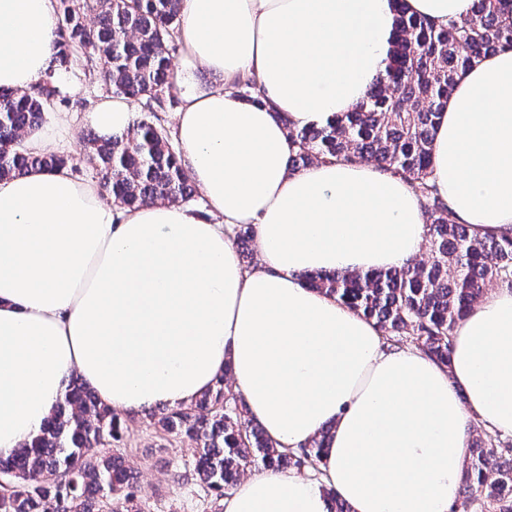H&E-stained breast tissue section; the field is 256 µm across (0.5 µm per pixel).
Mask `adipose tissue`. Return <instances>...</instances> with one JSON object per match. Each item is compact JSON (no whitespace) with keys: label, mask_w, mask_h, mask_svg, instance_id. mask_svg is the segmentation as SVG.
<instances>
[{"label":"adipose tissue","mask_w":512,"mask_h":512,"mask_svg":"<svg viewBox=\"0 0 512 512\" xmlns=\"http://www.w3.org/2000/svg\"><path fill=\"white\" fill-rule=\"evenodd\" d=\"M437 26L473 0H405ZM56 0H0V88L31 91L53 65ZM395 0H184L179 152L209 203L119 208L95 181L33 170L0 181V454L39 434L78 373L113 410L195 401L231 368L276 444L328 430L322 475L265 470L224 512H450L467 428L512 437V289H490L453 333L449 366L390 349L306 273L389 270L417 254L424 210L409 183L366 162L288 169V129L353 111L392 50ZM201 67L223 86L199 88ZM256 79L261 99L234 85ZM102 134L132 124L99 101ZM432 170L452 222L512 234V50L461 71ZM251 225L244 267L234 232Z\"/></svg>","instance_id":"1"}]
</instances>
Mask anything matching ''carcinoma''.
<instances>
[{"instance_id": "obj_1", "label": "carcinoma", "mask_w": 512, "mask_h": 512, "mask_svg": "<svg viewBox=\"0 0 512 512\" xmlns=\"http://www.w3.org/2000/svg\"><path fill=\"white\" fill-rule=\"evenodd\" d=\"M182 0H57L63 24L56 58L66 66L82 57L112 93L145 102L142 118L121 137L95 136L79 158L102 175V189L119 206L192 199V178L158 113L173 82L168 46L180 33ZM512 0H474L464 19L438 27L400 10L393 56L352 112L320 127H288V168L298 172L336 158L366 161L411 185L426 214L428 260L418 257L389 271L303 276L372 321L386 340L407 337L446 366L459 321L492 286L512 287V235L471 234L451 222L432 178V143L456 76L474 61L512 49V25L501 16ZM59 97L46 79L31 94L0 89V179L33 169L66 168L73 160L37 156L22 147ZM235 239L241 258L254 239L243 225ZM225 367L212 389L189 405H158L127 412L166 434L195 443V460L179 478L196 486L210 512H223L224 495L256 466L318 470L328 432L298 448H279L249 417L241 396L226 388ZM125 420L78 379L67 384L40 434L10 455H0V512H160L123 465ZM451 512H512V442L477 434Z\"/></svg>"}]
</instances>
